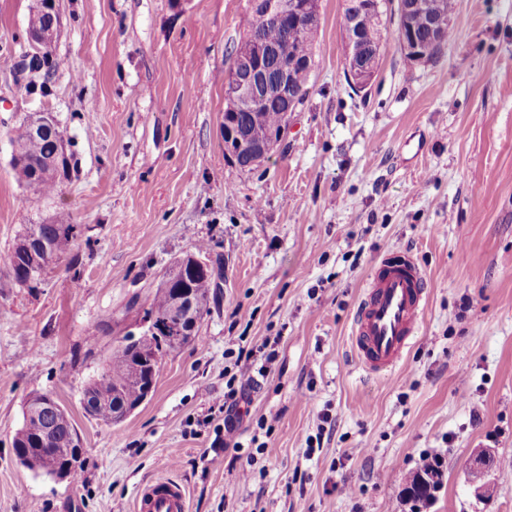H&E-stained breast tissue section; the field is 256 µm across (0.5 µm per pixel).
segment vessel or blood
<instances>
[{"label":"vessel or blood","instance_id":"obj_1","mask_svg":"<svg viewBox=\"0 0 512 512\" xmlns=\"http://www.w3.org/2000/svg\"><path fill=\"white\" fill-rule=\"evenodd\" d=\"M427 303L426 275L409 252L385 258L371 276L353 320V348L377 374L396 366L420 330ZM135 512H188L180 483L158 478L142 485Z\"/></svg>","mask_w":512,"mask_h":512}]
</instances>
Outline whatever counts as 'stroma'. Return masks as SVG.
<instances>
[{
	"label": "stroma",
	"instance_id": "1",
	"mask_svg": "<svg viewBox=\"0 0 512 512\" xmlns=\"http://www.w3.org/2000/svg\"><path fill=\"white\" fill-rule=\"evenodd\" d=\"M33 4L0 0V512H133L160 476L186 487L189 512H512V0H458L433 62L408 64L388 39L357 93L345 0H321L307 99L251 170L224 152L247 0H60L46 97L19 94L12 69ZM42 112L68 161L49 196L10 164V130ZM61 222L77 227L71 252L18 284L19 235ZM201 244L222 277L196 336L123 422L86 415L88 382ZM402 250L428 305L400 364L373 375L353 352L354 312L375 265ZM264 342L276 359L262 377L247 353ZM233 376L250 405L228 449L217 426ZM45 392L81 438L78 483L15 459L23 404ZM430 448L441 476L422 502L406 487ZM483 452L486 501L469 472Z\"/></svg>",
	"mask_w": 512,
	"mask_h": 512
}]
</instances>
